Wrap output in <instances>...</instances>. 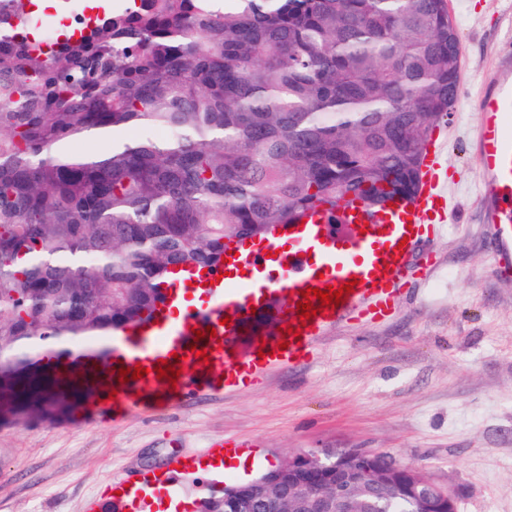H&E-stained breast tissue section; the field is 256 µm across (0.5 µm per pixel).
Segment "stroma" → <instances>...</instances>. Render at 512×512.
<instances>
[{"instance_id": "stroma-1", "label": "stroma", "mask_w": 512, "mask_h": 512, "mask_svg": "<svg viewBox=\"0 0 512 512\" xmlns=\"http://www.w3.org/2000/svg\"><path fill=\"white\" fill-rule=\"evenodd\" d=\"M462 69L445 125L447 227L422 248L393 313L341 321L309 363L270 368L257 387L162 398L111 422L90 412L0 423V512H93L106 480H157L200 502L302 451L358 449L417 467L458 512H512V270L498 267L477 151L484 78L512 57V0H448ZM254 445L256 462L207 474L216 439Z\"/></svg>"}]
</instances>
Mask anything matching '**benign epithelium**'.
<instances>
[{
    "label": "benign epithelium",
    "instance_id": "obj_1",
    "mask_svg": "<svg viewBox=\"0 0 512 512\" xmlns=\"http://www.w3.org/2000/svg\"><path fill=\"white\" fill-rule=\"evenodd\" d=\"M264 512H361L369 496L384 508L391 497L410 499V512H457L454 496L411 465L350 450L332 460L316 451L297 453L275 478L249 484Z\"/></svg>",
    "mask_w": 512,
    "mask_h": 512
}]
</instances>
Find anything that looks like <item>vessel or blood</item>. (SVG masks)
I'll return each mask as SVG.
<instances>
[{
    "label": "vessel or blood",
    "instance_id": "vessel-or-blood-1",
    "mask_svg": "<svg viewBox=\"0 0 512 512\" xmlns=\"http://www.w3.org/2000/svg\"><path fill=\"white\" fill-rule=\"evenodd\" d=\"M490 87L479 104V152L484 173L488 224L503 239L500 267L512 266V62L499 65L487 78ZM441 154L436 141L425 149L421 187L410 203H390L381 215L366 219L351 209L349 223L360 225L348 245H340L325 230L326 217L316 212L289 226L283 240L269 239L240 254H228V264L250 271L247 283L229 287L216 272L205 276L211 291L206 303L186 304L195 274L170 287L168 298L179 309L178 319L159 314L147 325L128 329L112 352L111 393L85 397L86 409L128 412L133 395L156 388L167 395L217 383L228 390L254 386L274 366L309 362L318 338L331 325L353 318L378 320L388 316L399 298L400 284L418 241L439 235L445 199L439 187ZM353 283L335 307L311 304L317 314L304 321L297 304L307 288L327 290ZM286 295L287 304L275 308L280 327L275 335L250 336L256 316L274 308V298ZM215 336H207V329ZM247 354H240L242 339ZM179 370L177 380L158 378L160 362ZM144 367L138 379L124 380L127 368Z\"/></svg>",
    "mask_w": 512,
    "mask_h": 512
}]
</instances>
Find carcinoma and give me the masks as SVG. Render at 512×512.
Segmentation results:
<instances>
[{"instance_id": "carcinoma-1", "label": "carcinoma", "mask_w": 512, "mask_h": 512, "mask_svg": "<svg viewBox=\"0 0 512 512\" xmlns=\"http://www.w3.org/2000/svg\"><path fill=\"white\" fill-rule=\"evenodd\" d=\"M0 0V400L50 419L72 339L166 303L181 267L359 201L418 192L460 50L448 0H62L44 49ZM112 148L76 153L83 140Z\"/></svg>"}]
</instances>
